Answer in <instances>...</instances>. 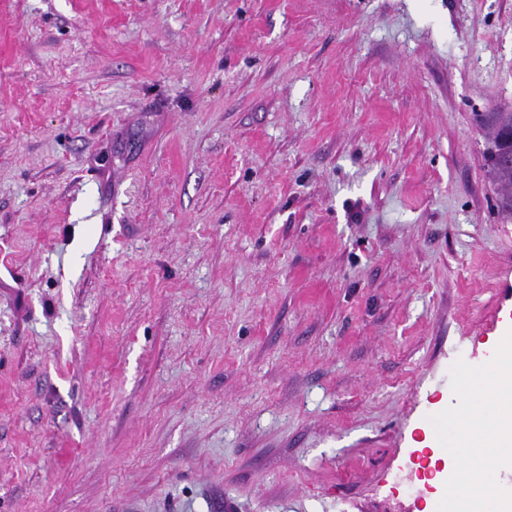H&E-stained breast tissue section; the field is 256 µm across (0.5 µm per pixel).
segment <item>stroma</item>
<instances>
[{
  "instance_id": "obj_1",
  "label": "stroma",
  "mask_w": 512,
  "mask_h": 512,
  "mask_svg": "<svg viewBox=\"0 0 512 512\" xmlns=\"http://www.w3.org/2000/svg\"><path fill=\"white\" fill-rule=\"evenodd\" d=\"M489 112L512 0H0V512H431Z\"/></svg>"
}]
</instances>
